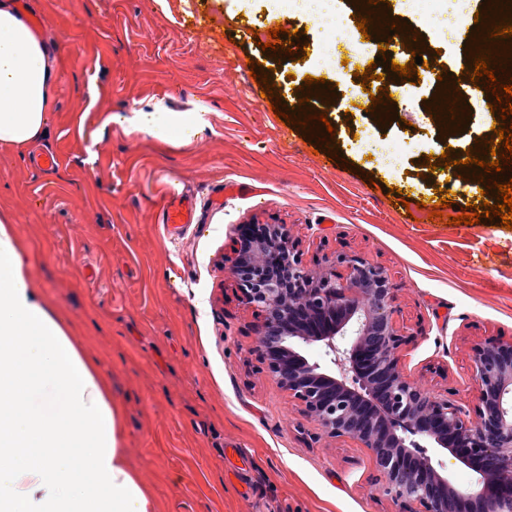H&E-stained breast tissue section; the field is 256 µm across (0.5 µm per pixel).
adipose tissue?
I'll use <instances>...</instances> for the list:
<instances>
[{
  "label": "adipose tissue",
  "mask_w": 512,
  "mask_h": 512,
  "mask_svg": "<svg viewBox=\"0 0 512 512\" xmlns=\"http://www.w3.org/2000/svg\"><path fill=\"white\" fill-rule=\"evenodd\" d=\"M56 84L50 47L0 0L1 147L41 140ZM120 433L106 377L30 288L0 218V512H156Z\"/></svg>",
  "instance_id": "adipose-tissue-1"
}]
</instances>
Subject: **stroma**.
Instances as JSON below:
<instances>
[{
	"label": "stroma",
	"mask_w": 512,
	"mask_h": 512,
	"mask_svg": "<svg viewBox=\"0 0 512 512\" xmlns=\"http://www.w3.org/2000/svg\"><path fill=\"white\" fill-rule=\"evenodd\" d=\"M383 7L409 20L423 64L455 75L475 17L488 15L471 0L450 39L436 0ZM20 12L41 18L58 84L46 137L24 156L0 152V215L24 247L30 287L107 377L121 445L157 512H398L373 483L369 450L328 437L266 371L262 320L222 263L243 226L284 224L308 267L341 253L380 264L398 324L417 332L400 351L403 371L474 410V345L512 338V230L429 218L440 188L451 215L497 201L481 195L479 166L425 167L446 150L429 114L437 89L352 56L364 38L347 0H336L338 49L355 62L332 70L324 28L263 0H25ZM278 24L303 37L304 56L261 49ZM253 61L269 67L278 110L250 77ZM367 65L369 89L394 90L387 118L369 97H349ZM308 75L332 88L331 102H309L335 130L329 144L284 119ZM493 101L478 88L477 110L453 128L459 145L493 139L501 117L482 115ZM154 110L185 126L186 140L137 130V113ZM47 151L59 164L44 172L35 160ZM228 183L253 192L212 206ZM174 192L195 201L198 221L170 236L159 216ZM408 201L423 207L407 212Z\"/></svg>",
	"instance_id": "1"
}]
</instances>
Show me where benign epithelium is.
<instances>
[{"instance_id": "1", "label": "benign epithelium", "mask_w": 512, "mask_h": 512, "mask_svg": "<svg viewBox=\"0 0 512 512\" xmlns=\"http://www.w3.org/2000/svg\"><path fill=\"white\" fill-rule=\"evenodd\" d=\"M345 268L312 269L283 224L267 226L224 271L263 314L258 350L269 374L324 432L370 450L379 490L400 512H512V339L474 346L475 418L403 372L400 350L415 333L394 320L388 271L356 254ZM317 343L328 362H311ZM432 442L478 475L463 492L439 471L415 438Z\"/></svg>"}]
</instances>
